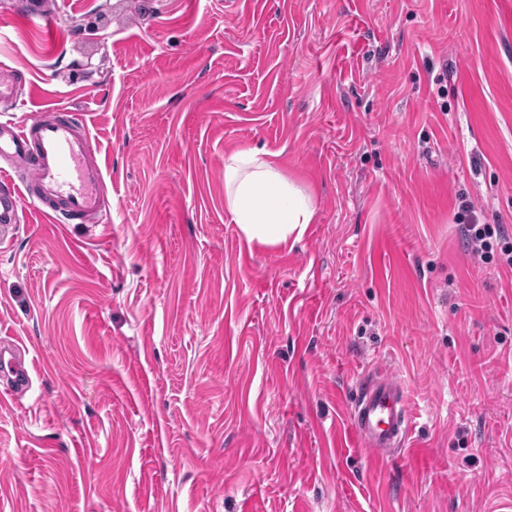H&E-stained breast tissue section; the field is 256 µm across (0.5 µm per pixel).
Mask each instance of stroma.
I'll return each mask as SVG.
<instances>
[{"instance_id": "obj_1", "label": "stroma", "mask_w": 512, "mask_h": 512, "mask_svg": "<svg viewBox=\"0 0 512 512\" xmlns=\"http://www.w3.org/2000/svg\"><path fill=\"white\" fill-rule=\"evenodd\" d=\"M0 0L20 122L81 114L106 224L25 208L0 244V512H512V0ZM447 74L438 82L439 74ZM277 156L315 224L224 209V156ZM404 388L407 450L348 416ZM470 210L469 204L460 206L454 220L456 224H461L472 255L485 263L496 257L498 264L512 270V247L505 245L508 242L505 241L504 245H501L499 252L494 248V246L500 245L502 240H506L503 226L500 224H472L469 219ZM17 341L12 343H3L0 348V375L5 372L14 374L20 382H28L30 380V364L17 358L15 350L17 349ZM8 354V356H6Z\"/></svg>"}]
</instances>
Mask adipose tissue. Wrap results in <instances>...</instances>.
<instances>
[{
	"mask_svg": "<svg viewBox=\"0 0 512 512\" xmlns=\"http://www.w3.org/2000/svg\"><path fill=\"white\" fill-rule=\"evenodd\" d=\"M224 208L247 242L277 246L300 240L317 215L312 194L283 177L274 154L259 149L225 157Z\"/></svg>",
	"mask_w": 512,
	"mask_h": 512,
	"instance_id": "ef3b65f1",
	"label": "adipose tissue"
}]
</instances>
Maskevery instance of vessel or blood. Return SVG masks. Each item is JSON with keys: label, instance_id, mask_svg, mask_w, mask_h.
Instances as JSON below:
<instances>
[{"label": "vessel or blood", "instance_id": "vessel-or-blood-1", "mask_svg": "<svg viewBox=\"0 0 512 512\" xmlns=\"http://www.w3.org/2000/svg\"><path fill=\"white\" fill-rule=\"evenodd\" d=\"M18 77L0 70V105H17ZM105 171L92 154L85 123L63 106L17 124L0 122V242L19 224L24 205H31L54 224L103 222L110 207L103 193ZM16 346H0V375L29 381L30 365L19 360ZM350 425L375 454L404 446L408 413L400 383L382 377L366 383L349 412Z\"/></svg>", "mask_w": 512, "mask_h": 512}]
</instances>
